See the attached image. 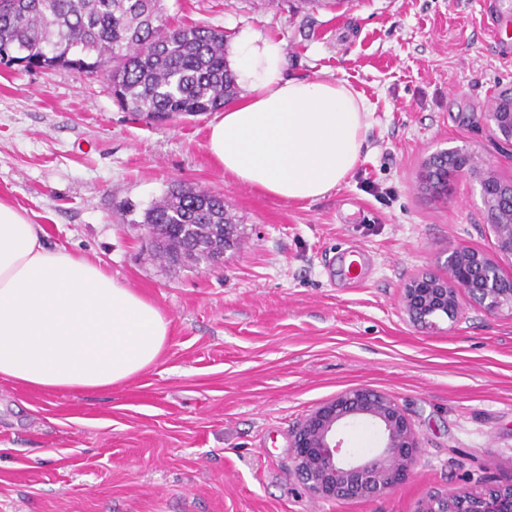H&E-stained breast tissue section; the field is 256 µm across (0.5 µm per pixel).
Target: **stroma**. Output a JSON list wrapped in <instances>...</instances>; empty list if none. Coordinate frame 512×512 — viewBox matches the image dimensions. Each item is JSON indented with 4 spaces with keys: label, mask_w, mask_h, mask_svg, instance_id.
Listing matches in <instances>:
<instances>
[{
    "label": "stroma",
    "mask_w": 512,
    "mask_h": 512,
    "mask_svg": "<svg viewBox=\"0 0 512 512\" xmlns=\"http://www.w3.org/2000/svg\"><path fill=\"white\" fill-rule=\"evenodd\" d=\"M174 24L225 41H282L288 78L344 81L371 116L350 179L288 202L225 176L207 149L214 113L130 115L103 77L0 65V199L49 244L102 265L171 321L159 359L106 393L0 381V512H417L429 493L512 481V316L462 300L429 333L400 305L452 246L496 255L478 176L435 200L423 162L465 148L512 178L487 101L512 87V0H165ZM223 194L236 240L219 264L151 259L139 225L170 184ZM372 258L364 281L340 255ZM354 387L393 398L419 434L412 476L386 494L326 501L295 475L293 430Z\"/></svg>",
    "instance_id": "1"
}]
</instances>
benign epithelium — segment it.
Instances as JSON below:
<instances>
[{
    "label": "benign epithelium",
    "mask_w": 512,
    "mask_h": 512,
    "mask_svg": "<svg viewBox=\"0 0 512 512\" xmlns=\"http://www.w3.org/2000/svg\"><path fill=\"white\" fill-rule=\"evenodd\" d=\"M504 112H487L495 136L512 146V87L500 91ZM477 171L474 156L462 148L431 155L425 164V188L448 199L451 186ZM480 195L497 251L512 258V179L489 174L480 180ZM443 277L424 273L403 288L401 306L409 321L435 329L438 321L460 319L465 296L490 315L512 316V275L503 274L490 256L468 247L448 249ZM360 420L370 422L379 446L356 453L343 446L340 433ZM292 464L306 489L321 498L359 500L379 496L412 475L421 445L413 424L390 396L365 387L341 393L313 410L293 432ZM418 512H512V482L491 485L480 492H433Z\"/></svg>",
    "instance_id": "1"
}]
</instances>
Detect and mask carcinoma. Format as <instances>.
Masks as SVG:
<instances>
[{
	"label": "carcinoma",
	"instance_id": "1",
	"mask_svg": "<svg viewBox=\"0 0 512 512\" xmlns=\"http://www.w3.org/2000/svg\"><path fill=\"white\" fill-rule=\"evenodd\" d=\"M20 55L25 71H104L118 104L135 115L168 119L224 107L237 84L224 55V32L174 25L163 0H0V56ZM129 224H159L152 254L169 265L209 263L223 253L234 216L224 197L180 182Z\"/></svg>",
	"mask_w": 512,
	"mask_h": 512
}]
</instances>
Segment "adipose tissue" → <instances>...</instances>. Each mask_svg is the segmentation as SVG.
I'll list each match as a JSON object with an SVG mask.
<instances>
[{
    "instance_id": "1",
    "label": "adipose tissue",
    "mask_w": 512,
    "mask_h": 512,
    "mask_svg": "<svg viewBox=\"0 0 512 512\" xmlns=\"http://www.w3.org/2000/svg\"><path fill=\"white\" fill-rule=\"evenodd\" d=\"M237 105L210 124L226 175L286 201L347 182L370 115L336 81L284 77L281 41L241 29L233 41ZM170 321L100 265L50 246L41 225L0 201V380L43 391H107L153 365Z\"/></svg>"
}]
</instances>
